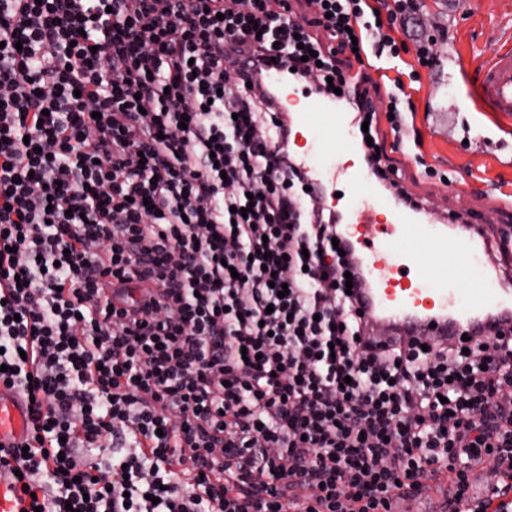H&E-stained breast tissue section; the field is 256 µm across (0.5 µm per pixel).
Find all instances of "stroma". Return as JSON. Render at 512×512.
I'll list each match as a JSON object with an SVG mask.
<instances>
[{
	"label": "stroma",
	"instance_id": "1",
	"mask_svg": "<svg viewBox=\"0 0 512 512\" xmlns=\"http://www.w3.org/2000/svg\"><path fill=\"white\" fill-rule=\"evenodd\" d=\"M421 15L428 33L446 46L439 66L419 71L414 128L425 165L447 171L449 183L424 177L423 165L396 151L392 138L382 148L407 190L439 217L512 228V117L474 111L463 100L464 80L451 75L452 60L460 56L467 78L475 79L493 50L512 36V0H422Z\"/></svg>",
	"mask_w": 512,
	"mask_h": 512
}]
</instances>
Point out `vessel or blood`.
<instances>
[{"label": "vessel or blood", "mask_w": 512, "mask_h": 512, "mask_svg": "<svg viewBox=\"0 0 512 512\" xmlns=\"http://www.w3.org/2000/svg\"><path fill=\"white\" fill-rule=\"evenodd\" d=\"M262 79L279 89L293 111L296 126L320 133L317 152L328 161L314 170L320 185L342 180L356 194L348 243L365 273L367 309L385 327L401 326L428 331L444 321H479L490 316H512V293L500 288L464 286L462 278L489 254L482 228L453 225L451 232L415 218L413 208L390 202L371 192V174L365 165L341 167L334 159L355 151L347 113L337 111L313 94H299L281 71H266ZM468 101L480 112L512 115V48H499L482 67ZM411 279H401V271ZM26 419L18 400L0 393V446L23 443Z\"/></svg>", "instance_id": "1"}]
</instances>
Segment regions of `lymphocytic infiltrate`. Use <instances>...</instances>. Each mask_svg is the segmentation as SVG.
Instances as JSON below:
<instances>
[{"instance_id": "1", "label": "lymphocytic infiltrate", "mask_w": 512, "mask_h": 512, "mask_svg": "<svg viewBox=\"0 0 512 512\" xmlns=\"http://www.w3.org/2000/svg\"><path fill=\"white\" fill-rule=\"evenodd\" d=\"M417 0H0V447L10 512H512V319L378 339L268 66L401 146L402 76L440 60ZM328 32L334 46L320 38ZM313 51L304 59V51ZM392 107L374 111L375 95ZM287 295H279V285ZM495 477L478 491L475 468ZM27 436L26 419L19 401L9 392L0 393V445L3 448L23 443Z\"/></svg>"}]
</instances>
